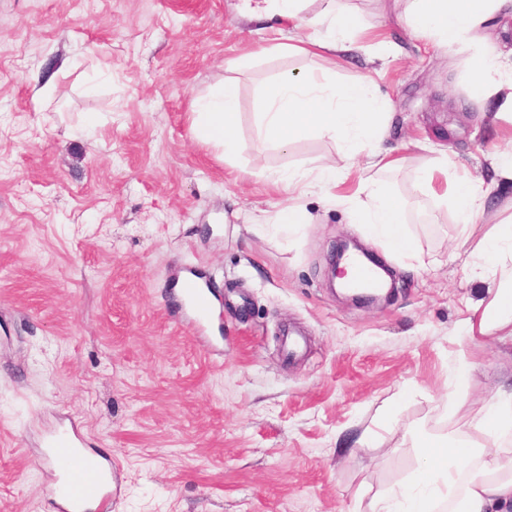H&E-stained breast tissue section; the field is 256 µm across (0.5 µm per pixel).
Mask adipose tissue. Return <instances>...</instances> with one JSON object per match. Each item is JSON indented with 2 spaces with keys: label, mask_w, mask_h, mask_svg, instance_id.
Wrapping results in <instances>:
<instances>
[{
  "label": "adipose tissue",
  "mask_w": 512,
  "mask_h": 512,
  "mask_svg": "<svg viewBox=\"0 0 512 512\" xmlns=\"http://www.w3.org/2000/svg\"><path fill=\"white\" fill-rule=\"evenodd\" d=\"M265 11L305 30V37L278 45L281 53L320 55L329 63L343 60L356 50L354 13L328 0L319 28H312L301 0H263ZM494 13L512 14V0H407L400 16L402 25L415 34L437 40L446 48L467 41L475 53L467 60L470 96L480 104L491 103L497 117L512 119V64L480 51V28ZM237 84L219 81L195 98L191 128L201 143L235 158L241 148L236 136ZM259 139L256 151L273 145L288 150L305 137L339 141L338 159L312 169H289L271 174L272 183L285 190L288 199L271 221L291 228L311 223L310 213L299 204L300 195L318 190L329 201L352 171L367 172L349 210L354 224L369 225L385 248L413 261L417 255L405 229V203L379 180L380 172L400 166L382 147L388 126V105L371 96L368 79L319 82L300 73L285 72L266 81L259 91ZM490 179H466L454 187L460 224L468 225L484 215L488 200L504 182H512V150L494 154ZM476 276L493 286V298L478 318L466 327L468 336L512 338V225H502L473 252ZM472 433L455 437L427 430H409L412 447L418 448L422 467L408 483L391 487L373 497L366 512H433L436 502L456 495L461 512H507L512 506V384L501 385L487 402L482 415L472 422Z\"/></svg>",
  "instance_id": "ef3b65f1"
}]
</instances>
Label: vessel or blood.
Masks as SVG:
<instances>
[{"label": "vessel or blood", "mask_w": 512, "mask_h": 512, "mask_svg": "<svg viewBox=\"0 0 512 512\" xmlns=\"http://www.w3.org/2000/svg\"><path fill=\"white\" fill-rule=\"evenodd\" d=\"M181 288L199 328L219 319L220 310L200 277L184 279ZM84 444V436L74 424L58 427L46 439L52 462L69 465L50 488L52 512H112L111 479L103 463L80 455Z\"/></svg>", "instance_id": "obj_1"}]
</instances>
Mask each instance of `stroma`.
I'll use <instances>...</instances> for the list:
<instances>
[{
	"mask_svg": "<svg viewBox=\"0 0 512 512\" xmlns=\"http://www.w3.org/2000/svg\"><path fill=\"white\" fill-rule=\"evenodd\" d=\"M342 3L367 52L330 71L274 52L297 29L244 0H0V512H51L43 441L68 420L112 462V512H355L419 468L405 429L468 434L512 381V340L464 329L490 299L471 253L512 218V184L465 230L418 178L438 154L449 182L489 177L512 122L471 102L470 46L398 25L405 0ZM378 36L394 57L376 58ZM293 70L364 74L387 101L383 146L404 163L381 178L406 202L420 265L349 223L354 178L335 204L302 197L312 224L265 228L287 198L270 173L341 152L309 137L256 153L258 88ZM224 78L239 87L229 161L190 124ZM345 239L390 269L382 301L330 292ZM192 271L222 312L208 348L177 286ZM453 392L466 402L444 413ZM365 432L375 447L346 446Z\"/></svg>",
	"mask_w": 512,
	"mask_h": 512,
	"instance_id": "35a3bbf8",
	"label": "stroma"
}]
</instances>
